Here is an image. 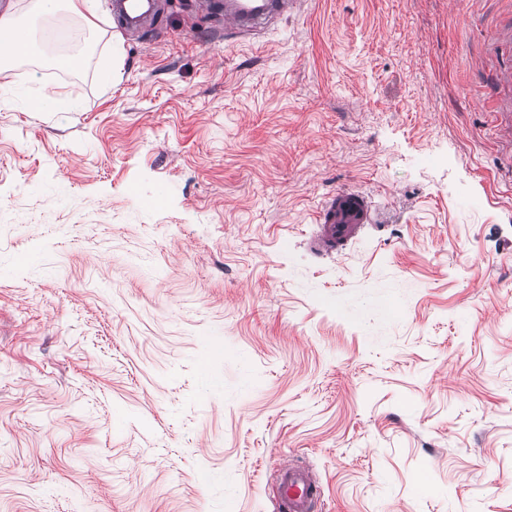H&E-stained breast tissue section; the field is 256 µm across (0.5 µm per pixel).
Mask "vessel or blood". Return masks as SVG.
Masks as SVG:
<instances>
[{"label": "vessel or blood", "instance_id": "1", "mask_svg": "<svg viewBox=\"0 0 512 512\" xmlns=\"http://www.w3.org/2000/svg\"><path fill=\"white\" fill-rule=\"evenodd\" d=\"M166 0H114L112 9L126 35L136 36L163 13ZM301 0H202L200 7L224 23V33L233 37L257 28L270 27L283 15L299 10ZM374 222L371 197L347 188L325 199L314 213L312 248L339 255L362 229ZM321 487L311 472L284 463L275 478L276 512H316Z\"/></svg>", "mask_w": 512, "mask_h": 512}]
</instances>
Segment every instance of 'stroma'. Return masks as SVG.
<instances>
[{"label": "stroma", "instance_id": "1", "mask_svg": "<svg viewBox=\"0 0 512 512\" xmlns=\"http://www.w3.org/2000/svg\"><path fill=\"white\" fill-rule=\"evenodd\" d=\"M96 7L0 66V512H512V0H172L107 87ZM301 0H206L199 2V8L224 20L227 37L257 28H269L283 15L300 9ZM316 230L310 238L312 248L329 255H340L362 229L374 223L371 197L347 188L325 199L314 213ZM321 487L307 468L283 463L275 478L274 508L278 512H316Z\"/></svg>", "mask_w": 512, "mask_h": 512}]
</instances>
